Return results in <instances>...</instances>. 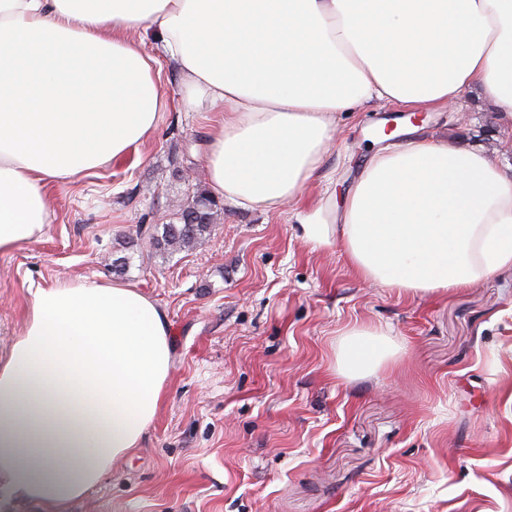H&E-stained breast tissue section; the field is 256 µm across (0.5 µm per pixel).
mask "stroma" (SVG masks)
<instances>
[{"label":"stroma","mask_w":512,"mask_h":512,"mask_svg":"<svg viewBox=\"0 0 512 512\" xmlns=\"http://www.w3.org/2000/svg\"><path fill=\"white\" fill-rule=\"evenodd\" d=\"M395 109L337 116L302 205L344 194ZM423 133L493 152L486 110L428 113ZM200 112H171L133 157L48 184L45 235L0 253V356L33 285L131 282L165 309L166 394L140 448L68 512H512V267L438 298L361 281L337 247L303 239L291 207L220 202L210 233L172 255L150 240L207 191ZM127 256L124 273L112 262ZM386 330L394 362L348 380L341 335Z\"/></svg>","instance_id":"obj_1"}]
</instances>
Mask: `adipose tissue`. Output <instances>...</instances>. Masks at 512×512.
<instances>
[{"instance_id": "adipose-tissue-1", "label": "adipose tissue", "mask_w": 512, "mask_h": 512, "mask_svg": "<svg viewBox=\"0 0 512 512\" xmlns=\"http://www.w3.org/2000/svg\"><path fill=\"white\" fill-rule=\"evenodd\" d=\"M475 92L512 124V0H0V253L44 234L46 182L137 150L168 109L212 114V195L270 213L318 174L337 113L460 110ZM295 218L362 280L439 296L512 266V166L408 135ZM31 295L0 360V505L66 512L154 421L169 321L129 282ZM397 351L382 330L347 329L338 372L375 373Z\"/></svg>"}]
</instances>
